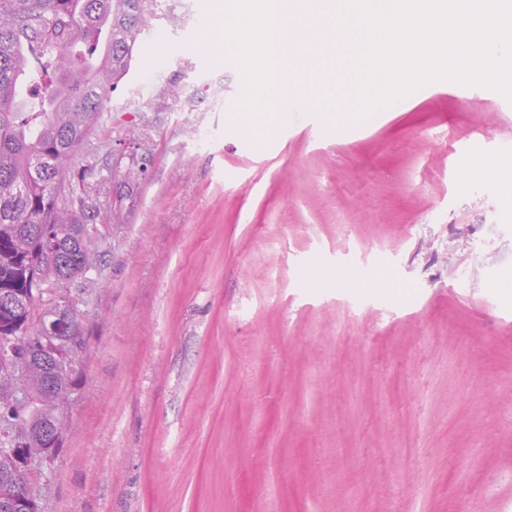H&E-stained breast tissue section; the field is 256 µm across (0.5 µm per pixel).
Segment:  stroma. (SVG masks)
Listing matches in <instances>:
<instances>
[{"instance_id": "stroma-1", "label": "stroma", "mask_w": 512, "mask_h": 512, "mask_svg": "<svg viewBox=\"0 0 512 512\" xmlns=\"http://www.w3.org/2000/svg\"><path fill=\"white\" fill-rule=\"evenodd\" d=\"M222 20L161 0L68 162L96 167L104 246L46 512H512V194L459 185L512 159V103L441 81L274 125L206 47ZM492 179L506 191L512 189V161H494L483 156H476L462 172V185L468 186L474 181Z\"/></svg>"}]
</instances>
